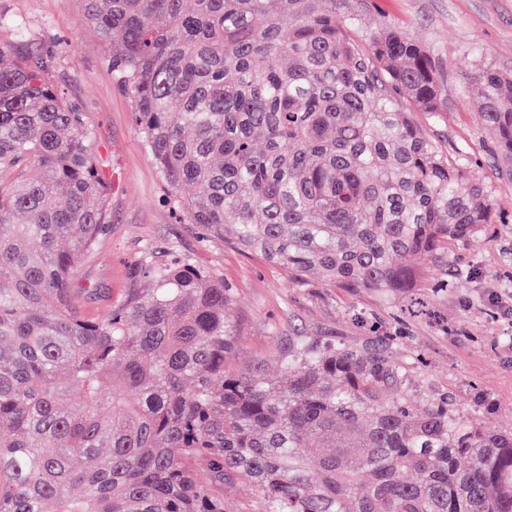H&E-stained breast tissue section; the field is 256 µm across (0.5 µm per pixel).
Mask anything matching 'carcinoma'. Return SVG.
Wrapping results in <instances>:
<instances>
[{"instance_id": "carcinoma-1", "label": "carcinoma", "mask_w": 512, "mask_h": 512, "mask_svg": "<svg viewBox=\"0 0 512 512\" xmlns=\"http://www.w3.org/2000/svg\"><path fill=\"white\" fill-rule=\"evenodd\" d=\"M77 2L172 206L294 281L403 294L503 223L480 167L412 120L447 85L382 0ZM472 91L511 183L512 74ZM109 194L48 60L0 44V512H228L240 473L249 512H512V433L415 408L388 337L296 336L281 379L236 371L224 282L152 252L83 319L69 284ZM224 500L236 508H253L252 480L247 474L238 475L224 486Z\"/></svg>"}]
</instances>
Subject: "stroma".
<instances>
[{"mask_svg":"<svg viewBox=\"0 0 512 512\" xmlns=\"http://www.w3.org/2000/svg\"><path fill=\"white\" fill-rule=\"evenodd\" d=\"M389 17L438 54L448 86L439 122L414 119L441 144L465 149L491 175V132L469 89L483 64L512 73V0H384ZM0 15L23 33L0 27V43L49 53L52 79L93 131V149L111 187L110 222L83 254L70 282L85 319L106 315L129 284V261L144 250L177 253L232 290L226 310L235 331L231 365L261 366L270 378L293 337L356 347L389 337L405 367L403 385L425 404L449 395L457 413L490 430L512 431V314L492 309V295L512 291V223L488 224L447 259L426 261L409 294L328 288L206 237L169 203L168 190L134 125L128 93L113 78L108 51L80 19L76 0H0Z\"/></svg>","mask_w":512,"mask_h":512,"instance_id":"1","label":"stroma"}]
</instances>
